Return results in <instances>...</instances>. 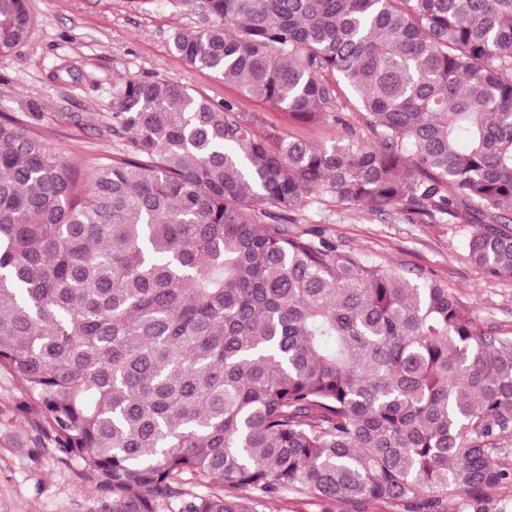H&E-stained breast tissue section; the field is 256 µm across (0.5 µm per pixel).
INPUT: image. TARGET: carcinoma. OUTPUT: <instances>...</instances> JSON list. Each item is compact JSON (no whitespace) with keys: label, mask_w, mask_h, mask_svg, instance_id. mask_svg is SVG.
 Wrapping results in <instances>:
<instances>
[{"label":"carcinoma","mask_w":512,"mask_h":512,"mask_svg":"<svg viewBox=\"0 0 512 512\" xmlns=\"http://www.w3.org/2000/svg\"><path fill=\"white\" fill-rule=\"evenodd\" d=\"M175 56L237 97L128 78L131 151L84 183L0 115V370L112 512H512V337L321 231L316 202L476 226L512 276V0H205ZM28 0H0V58ZM256 100L338 137L315 144ZM202 485L205 493L193 488ZM246 107L251 111L259 112L266 120L283 128L286 133L306 138L315 143L328 144L338 135L337 129L332 126L315 128L299 127L288 120V117L283 113L271 109L269 106L259 101L250 100L246 103ZM256 512H326L331 506L312 495L285 492L254 505Z\"/></svg>","instance_id":"1"}]
</instances>
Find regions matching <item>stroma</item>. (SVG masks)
I'll list each match as a JSON object with an SVG mask.
<instances>
[{"label":"stroma","instance_id":"35a3bbf8","mask_svg":"<svg viewBox=\"0 0 512 512\" xmlns=\"http://www.w3.org/2000/svg\"><path fill=\"white\" fill-rule=\"evenodd\" d=\"M34 25L26 42L0 58V114L38 124L45 139L85 180L102 158L129 150L113 135L112 91L128 77L170 79L224 97L231 88L179 61L170 36L206 25L194 0H29ZM323 228L338 242L407 276L426 273L447 284L483 331L512 336V277L474 264L471 224H422L392 210L372 215L308 207L297 231ZM23 388L0 372V512H112V502L87 481L78 460L61 461L38 447Z\"/></svg>","mask_w":512,"mask_h":512}]
</instances>
